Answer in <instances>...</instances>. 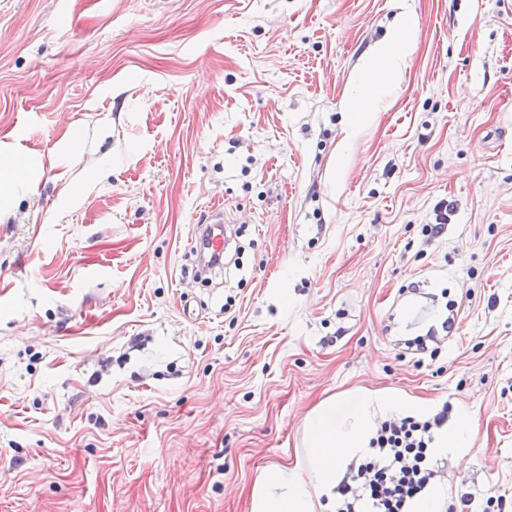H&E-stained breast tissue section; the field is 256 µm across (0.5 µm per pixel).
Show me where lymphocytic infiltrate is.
I'll list each match as a JSON object with an SVG mask.
<instances>
[{
  "label": "lymphocytic infiltrate",
  "instance_id": "f902f5d3",
  "mask_svg": "<svg viewBox=\"0 0 512 512\" xmlns=\"http://www.w3.org/2000/svg\"><path fill=\"white\" fill-rule=\"evenodd\" d=\"M447 417L443 411L431 419L383 422L370 441V455L339 485L334 512H409L437 476L431 444Z\"/></svg>",
  "mask_w": 512,
  "mask_h": 512
}]
</instances>
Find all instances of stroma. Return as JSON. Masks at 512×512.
I'll list each match as a JSON object with an SVG mask.
<instances>
[{
  "label": "stroma",
  "instance_id": "stroma-1",
  "mask_svg": "<svg viewBox=\"0 0 512 512\" xmlns=\"http://www.w3.org/2000/svg\"><path fill=\"white\" fill-rule=\"evenodd\" d=\"M1 152L42 167L0 214V512H250L365 392L466 418L442 510L512 512V0H0ZM414 27L412 16H403L389 36L379 43L370 56L374 61L363 70L362 88L353 96L349 106V127L362 123L367 114L371 93L402 76L407 57L411 54V40L405 37ZM224 225V211L222 207H213L203 223L196 225L194 232V252L197 251L201 263L214 269L220 265L224 257V249L230 241L229 226ZM206 258L208 260L206 261Z\"/></svg>",
  "mask_w": 512,
  "mask_h": 512
}]
</instances>
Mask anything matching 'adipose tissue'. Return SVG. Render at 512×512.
<instances>
[{"label":"adipose tissue","instance_id":"1","mask_svg":"<svg viewBox=\"0 0 512 512\" xmlns=\"http://www.w3.org/2000/svg\"><path fill=\"white\" fill-rule=\"evenodd\" d=\"M413 25V17H402L372 51L362 87L349 106L350 125L362 123L374 90L401 77L412 46L406 34ZM410 409L409 402L394 395H364L342 411L335 400L321 403L303 422V466L266 468L252 493V512H316V502L335 487L342 463L368 448L377 416Z\"/></svg>","mask_w":512,"mask_h":512}]
</instances>
